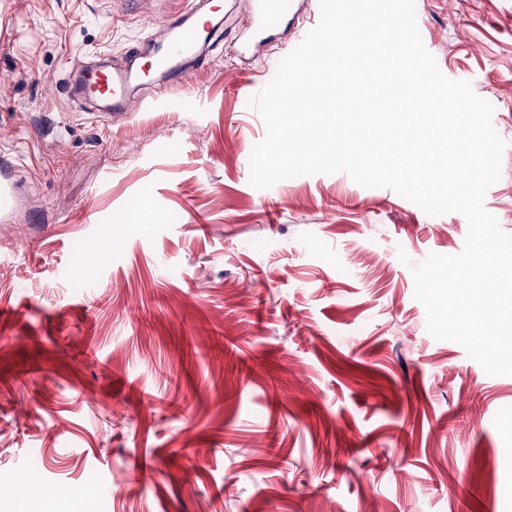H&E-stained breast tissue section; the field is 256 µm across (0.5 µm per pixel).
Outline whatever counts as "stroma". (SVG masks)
Masks as SVG:
<instances>
[{"instance_id": "1", "label": "stroma", "mask_w": 512, "mask_h": 512, "mask_svg": "<svg viewBox=\"0 0 512 512\" xmlns=\"http://www.w3.org/2000/svg\"><path fill=\"white\" fill-rule=\"evenodd\" d=\"M186 0H0V512H512V376L434 340L410 264L468 224L347 174L260 189L249 105L282 48H211L126 118L70 100ZM442 73L506 140L484 205L512 233V0H416ZM410 264H403L399 251ZM13 165L2 161L0 164V222L10 223L16 202L17 182L11 174Z\"/></svg>"}]
</instances>
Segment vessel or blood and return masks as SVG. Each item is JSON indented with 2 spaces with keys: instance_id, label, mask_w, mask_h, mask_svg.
I'll return each mask as SVG.
<instances>
[{
  "instance_id": "b4317fda",
  "label": "vessel or blood",
  "mask_w": 512,
  "mask_h": 512,
  "mask_svg": "<svg viewBox=\"0 0 512 512\" xmlns=\"http://www.w3.org/2000/svg\"><path fill=\"white\" fill-rule=\"evenodd\" d=\"M224 15L231 28L241 30L245 38L239 53H249L270 44L274 24L286 21L289 11L283 0H253L248 18H240L237 0H193L190 8L171 17L167 23L168 38L144 54L142 61L124 68L83 67L77 70L72 96L75 101L97 102L102 111L113 117H123L140 111L145 101L136 90L151 75L190 78L200 61L205 59L217 28L211 19ZM12 165L0 163V222L12 220L17 183Z\"/></svg>"
}]
</instances>
